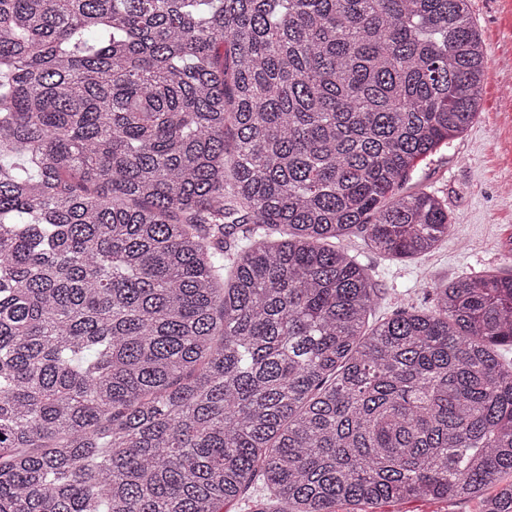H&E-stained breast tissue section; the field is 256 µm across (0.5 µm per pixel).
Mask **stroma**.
Masks as SVG:
<instances>
[{
    "instance_id": "1",
    "label": "stroma",
    "mask_w": 512,
    "mask_h": 512,
    "mask_svg": "<svg viewBox=\"0 0 512 512\" xmlns=\"http://www.w3.org/2000/svg\"><path fill=\"white\" fill-rule=\"evenodd\" d=\"M469 4L486 53L480 109L462 135L418 164L405 186L447 204V239L432 253L406 261L368 250L360 232L343 243L376 284L380 318L429 307L427 285L434 281L479 269L512 276V68L502 64L512 55V0Z\"/></svg>"
}]
</instances>
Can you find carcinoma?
I'll use <instances>...</instances> for the list:
<instances>
[{"mask_svg":"<svg viewBox=\"0 0 512 512\" xmlns=\"http://www.w3.org/2000/svg\"><path fill=\"white\" fill-rule=\"evenodd\" d=\"M469 0H0V512H512V277L433 252ZM376 512H479L477 500L417 499L383 504Z\"/></svg>","mask_w":512,"mask_h":512,"instance_id":"carcinoma-1","label":"carcinoma"}]
</instances>
